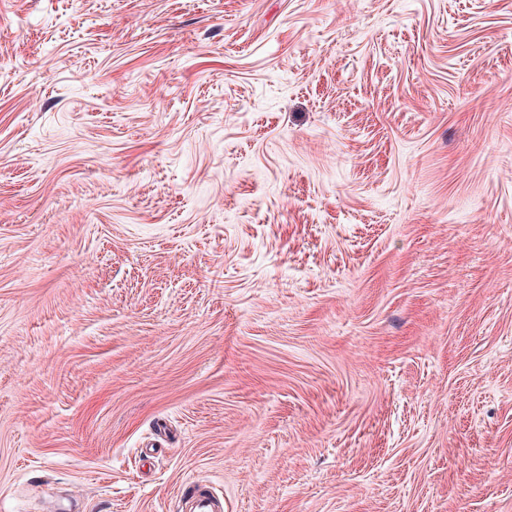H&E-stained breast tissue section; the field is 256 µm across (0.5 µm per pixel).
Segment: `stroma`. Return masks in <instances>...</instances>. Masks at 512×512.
<instances>
[{
	"mask_svg": "<svg viewBox=\"0 0 512 512\" xmlns=\"http://www.w3.org/2000/svg\"><path fill=\"white\" fill-rule=\"evenodd\" d=\"M512 512V0H0V512ZM181 502L188 506L189 512H221L224 504L211 493L203 481H194L185 486L181 493Z\"/></svg>",
	"mask_w": 512,
	"mask_h": 512,
	"instance_id": "stroma-1",
	"label": "stroma"
}]
</instances>
